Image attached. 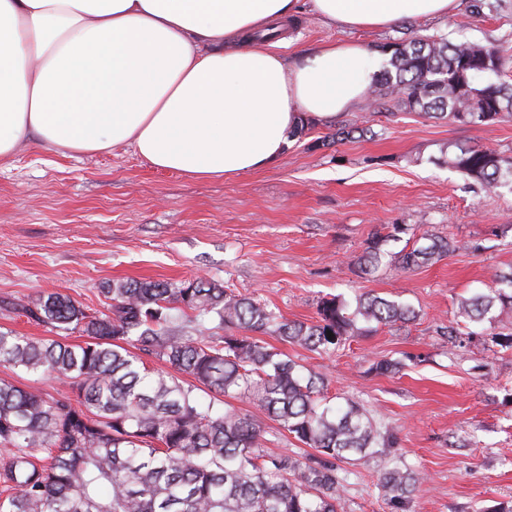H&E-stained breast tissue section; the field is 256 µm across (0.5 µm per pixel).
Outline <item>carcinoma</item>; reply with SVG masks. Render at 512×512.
<instances>
[{
  "label": "carcinoma",
  "mask_w": 512,
  "mask_h": 512,
  "mask_svg": "<svg viewBox=\"0 0 512 512\" xmlns=\"http://www.w3.org/2000/svg\"><path fill=\"white\" fill-rule=\"evenodd\" d=\"M383 50L391 58L379 92L404 108L482 125L512 118V84L500 81L503 45L436 32ZM443 163L487 192L512 186V156L449 147ZM382 242H369L361 272L389 262L419 268L461 248L433 237L390 256ZM493 280L489 292L459 301V317L479 323L497 309L500 322L512 321V270ZM102 294L104 312L60 293L22 308L38 323L85 335L82 344L0 331V366L65 379L76 396L0 382V512H342L336 462L392 453L394 438L362 404L330 406L323 379L262 336L327 353L366 329L415 320L410 305L367 294L352 308L333 297L307 323L203 279L114 280ZM144 354L169 370L149 367ZM238 395L314 453L269 452L260 424L223 401ZM423 482L421 472L395 465L380 476L379 494L399 505Z\"/></svg>",
  "instance_id": "carcinoma-1"
}]
</instances>
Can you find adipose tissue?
<instances>
[{
	"instance_id": "ef3b65f1",
	"label": "adipose tissue",
	"mask_w": 512,
	"mask_h": 512,
	"mask_svg": "<svg viewBox=\"0 0 512 512\" xmlns=\"http://www.w3.org/2000/svg\"><path fill=\"white\" fill-rule=\"evenodd\" d=\"M456 0H0V165L35 137L73 154L127 145L225 180L277 162L298 129L360 104L378 68L356 43L287 57L302 10L387 28Z\"/></svg>"
}]
</instances>
